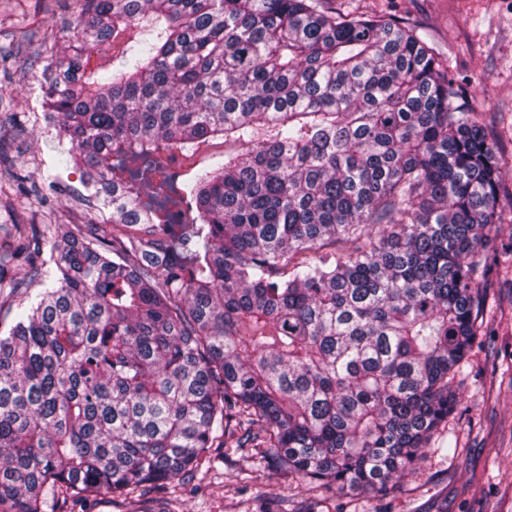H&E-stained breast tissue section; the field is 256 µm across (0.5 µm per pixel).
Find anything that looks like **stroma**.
Listing matches in <instances>:
<instances>
[{"label":"stroma","instance_id":"obj_1","mask_svg":"<svg viewBox=\"0 0 512 512\" xmlns=\"http://www.w3.org/2000/svg\"><path fill=\"white\" fill-rule=\"evenodd\" d=\"M333 7L369 16L400 17L444 60L448 74L470 83L474 105L493 136L512 155V0H331ZM76 0H0V52L21 43L61 36ZM42 92L24 58L0 61V114L21 112L24 130L12 146L15 169L28 175V192L15 209L0 203V224L19 221L69 226L83 192L71 169L69 189L44 215L40 194L54 175L61 145L42 119ZM489 245L500 252L503 281L488 289L491 336L474 349L459 373L457 410L415 473L380 493L357 491L318 503L312 491L288 484L258 462L226 450L206 475L201 492L165 488L153 495L151 512L178 498L181 512H512V208L504 207ZM457 453H447V445Z\"/></svg>","mask_w":512,"mask_h":512}]
</instances>
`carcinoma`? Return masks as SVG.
I'll use <instances>...</instances> for the list:
<instances>
[{
	"label": "carcinoma",
	"instance_id": "carcinoma-1",
	"mask_svg": "<svg viewBox=\"0 0 512 512\" xmlns=\"http://www.w3.org/2000/svg\"><path fill=\"white\" fill-rule=\"evenodd\" d=\"M34 77L101 220L0 236V512L146 501L226 448L321 493L415 471L484 335L507 164L417 31L79 0Z\"/></svg>",
	"mask_w": 512,
	"mask_h": 512
}]
</instances>
